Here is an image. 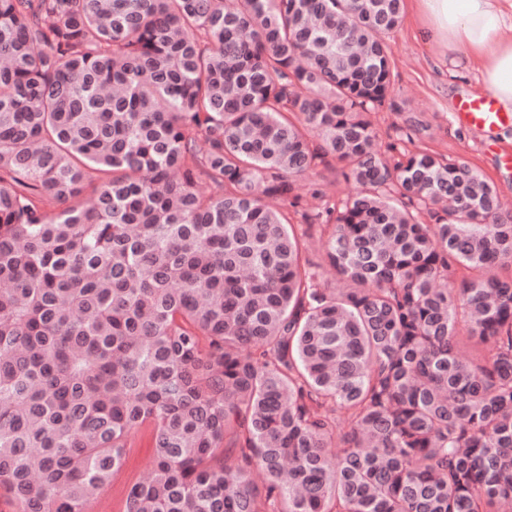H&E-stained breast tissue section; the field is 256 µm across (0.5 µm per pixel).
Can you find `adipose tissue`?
Wrapping results in <instances>:
<instances>
[{
    "label": "adipose tissue",
    "instance_id": "obj_1",
    "mask_svg": "<svg viewBox=\"0 0 512 512\" xmlns=\"http://www.w3.org/2000/svg\"><path fill=\"white\" fill-rule=\"evenodd\" d=\"M422 36L443 46L451 66L479 73L504 111L512 112V0H411Z\"/></svg>",
    "mask_w": 512,
    "mask_h": 512
}]
</instances>
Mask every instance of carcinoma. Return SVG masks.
<instances>
[{"instance_id":"carcinoma-1","label":"carcinoma","mask_w":512,"mask_h":512,"mask_svg":"<svg viewBox=\"0 0 512 512\" xmlns=\"http://www.w3.org/2000/svg\"><path fill=\"white\" fill-rule=\"evenodd\" d=\"M402 16L403 0H0L14 512H86L145 425L152 474L124 512L512 498V212L469 163L402 147L428 130L413 116L378 146L371 114L401 111ZM320 164L353 189L312 181L306 210L298 179ZM314 226L347 287H321Z\"/></svg>"}]
</instances>
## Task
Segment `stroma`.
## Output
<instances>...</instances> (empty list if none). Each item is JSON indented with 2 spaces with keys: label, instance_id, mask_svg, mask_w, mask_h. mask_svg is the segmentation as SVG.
<instances>
[{
  "label": "stroma",
  "instance_id": "35a3bbf8",
  "mask_svg": "<svg viewBox=\"0 0 512 512\" xmlns=\"http://www.w3.org/2000/svg\"><path fill=\"white\" fill-rule=\"evenodd\" d=\"M388 43L394 96L403 110L374 115L379 146H386L395 127L402 125L404 113L416 115L425 121L428 131L415 141V148L465 159L494 182L504 207L512 209V122L487 132L461 123L456 117L462 99L487 93L477 73L451 68L440 45L421 41L411 18L403 19ZM130 441L124 466L97 501L89 505L88 512H122L129 487L149 479L152 464L148 430L138 431Z\"/></svg>",
  "mask_w": 512,
  "mask_h": 512
}]
</instances>
